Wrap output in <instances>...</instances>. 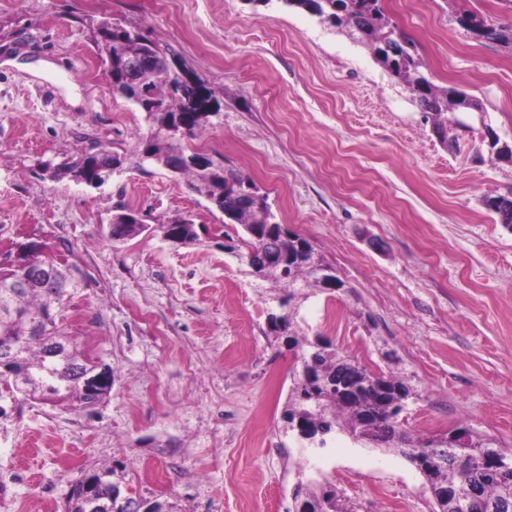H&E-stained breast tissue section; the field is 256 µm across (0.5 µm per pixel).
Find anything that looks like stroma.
Here are the masks:
<instances>
[{
    "instance_id": "35a3bbf8",
    "label": "stroma",
    "mask_w": 512,
    "mask_h": 512,
    "mask_svg": "<svg viewBox=\"0 0 512 512\" xmlns=\"http://www.w3.org/2000/svg\"><path fill=\"white\" fill-rule=\"evenodd\" d=\"M384 8L433 83L479 100L454 146L366 45L278 0H0V252L29 236L67 253L89 285L56 322L112 367L110 393L84 409L0 383V512H65L72 484L102 467L122 496L172 512H290L301 479L355 512L434 510L400 452L342 433L304 450L285 434L293 355L269 332L241 228L185 177L130 164L94 189L43 174L149 130L104 80L106 19L159 40L212 91L219 115L190 148L254 184L336 268L345 287L304 304L307 334L405 376L407 430L464 423L512 446V230L483 204L512 192V166L483 140L490 128L512 144V45L457 21L471 10L510 25L512 0ZM38 61L52 71L30 73ZM123 206L149 212V228L115 241ZM180 216L208 238L165 240Z\"/></svg>"
}]
</instances>
